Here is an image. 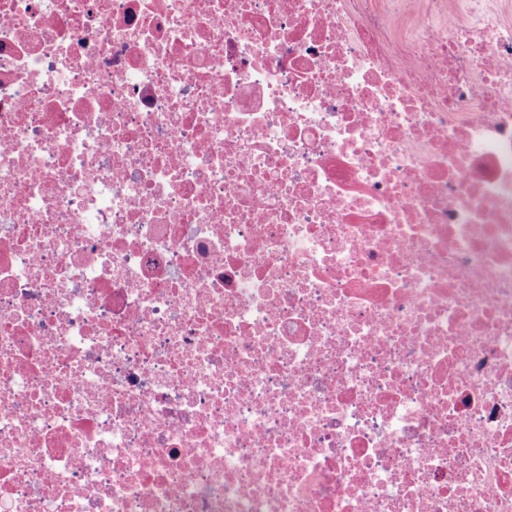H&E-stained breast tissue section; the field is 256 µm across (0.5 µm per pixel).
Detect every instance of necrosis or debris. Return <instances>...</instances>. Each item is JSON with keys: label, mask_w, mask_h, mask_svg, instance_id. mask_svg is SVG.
Listing matches in <instances>:
<instances>
[{"label": "necrosis or debris", "mask_w": 512, "mask_h": 512, "mask_svg": "<svg viewBox=\"0 0 512 512\" xmlns=\"http://www.w3.org/2000/svg\"><path fill=\"white\" fill-rule=\"evenodd\" d=\"M512 0H0V512H512Z\"/></svg>", "instance_id": "1"}]
</instances>
